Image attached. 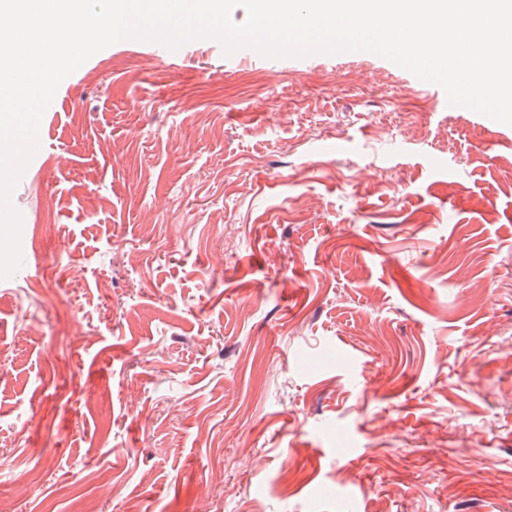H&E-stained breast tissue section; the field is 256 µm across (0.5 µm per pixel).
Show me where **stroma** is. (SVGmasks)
I'll list each match as a JSON object with an SVG mask.
<instances>
[{
	"mask_svg": "<svg viewBox=\"0 0 512 512\" xmlns=\"http://www.w3.org/2000/svg\"><path fill=\"white\" fill-rule=\"evenodd\" d=\"M0 279V512H512V126L369 51L59 85Z\"/></svg>",
	"mask_w": 512,
	"mask_h": 512,
	"instance_id": "35a3bbf8",
	"label": "stroma"
}]
</instances>
